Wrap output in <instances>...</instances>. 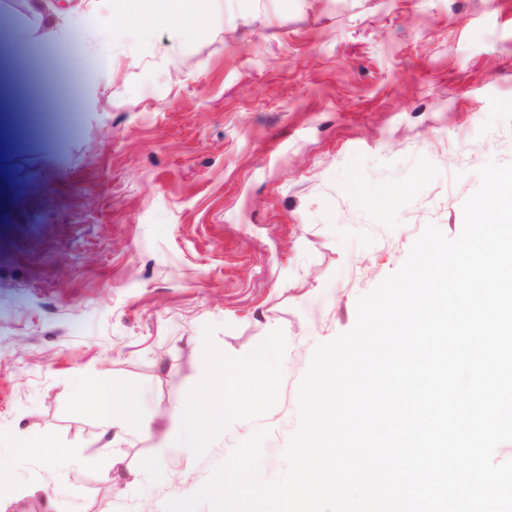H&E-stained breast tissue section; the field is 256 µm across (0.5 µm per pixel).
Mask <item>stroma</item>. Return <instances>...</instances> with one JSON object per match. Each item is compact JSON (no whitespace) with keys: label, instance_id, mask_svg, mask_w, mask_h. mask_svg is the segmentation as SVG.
I'll use <instances>...</instances> for the list:
<instances>
[{"label":"stroma","instance_id":"35a3bbf8","mask_svg":"<svg viewBox=\"0 0 512 512\" xmlns=\"http://www.w3.org/2000/svg\"><path fill=\"white\" fill-rule=\"evenodd\" d=\"M32 4L0 0V512H163L259 428L275 480L315 347L512 162V0H220L187 31L118 16L107 79L82 36L23 51ZM283 337L272 394L206 447L162 448L203 392L199 344L230 369ZM103 380L153 437L105 433L80 398ZM43 436L84 465L17 446ZM116 452L153 472L117 476Z\"/></svg>","mask_w":512,"mask_h":512}]
</instances>
